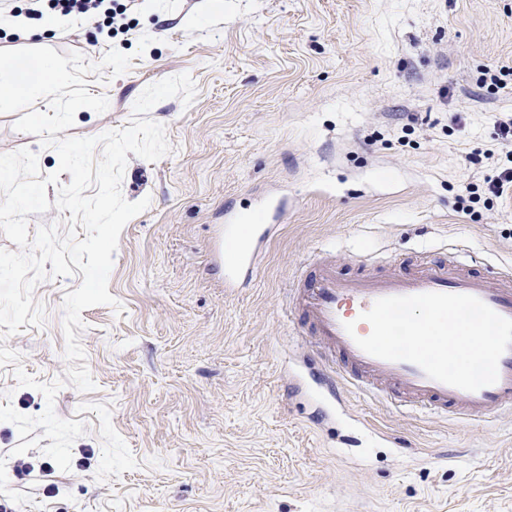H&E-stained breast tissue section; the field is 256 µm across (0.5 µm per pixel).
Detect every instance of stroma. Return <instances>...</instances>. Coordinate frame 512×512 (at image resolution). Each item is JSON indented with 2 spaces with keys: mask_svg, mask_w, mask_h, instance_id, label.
<instances>
[{
  "mask_svg": "<svg viewBox=\"0 0 512 512\" xmlns=\"http://www.w3.org/2000/svg\"><path fill=\"white\" fill-rule=\"evenodd\" d=\"M199 3L142 0L126 41L74 18L17 42L132 55L88 76L109 107L80 109L72 137L128 127L167 77L190 74L196 97L149 111L167 155L128 158L123 197L151 203L113 255L118 307L81 313L95 390L66 375L63 299L82 275L38 284L42 326L0 342V490L22 458L69 490L22 494L18 512H512V414L463 422L348 387L336 406L293 311L306 263L384 274L453 248L485 274L512 267V197L459 206L512 149L498 128L512 76L490 81L512 66V0ZM16 119L0 114V153L58 172ZM260 215L253 273L225 287L214 231Z\"/></svg>",
  "mask_w": 512,
  "mask_h": 512,
  "instance_id": "obj_1",
  "label": "stroma"
}]
</instances>
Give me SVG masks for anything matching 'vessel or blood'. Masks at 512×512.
<instances>
[{
	"label": "vessel or blood",
	"instance_id": "vessel-or-blood-1",
	"mask_svg": "<svg viewBox=\"0 0 512 512\" xmlns=\"http://www.w3.org/2000/svg\"><path fill=\"white\" fill-rule=\"evenodd\" d=\"M236 232L235 225L221 228L214 240L216 258L225 267L224 285L233 287L239 274L253 263L252 244L225 248V239ZM295 304L300 321L316 336L324 352L323 361L338 365L339 379H326L331 395H339L340 385L355 387L370 396H386L404 408L429 409L471 420H483L512 412V346L498 361V380L468 392L429 378L416 364L391 362L361 350L356 337L368 336L371 326L361 320L382 297L427 292L469 294L479 298L494 312L512 319V272L488 276L469 269L462 255L444 254L435 260H420L402 271L387 274L344 276L335 263L304 265ZM354 323L347 333L345 323Z\"/></svg>",
	"mask_w": 512,
	"mask_h": 512
}]
</instances>
